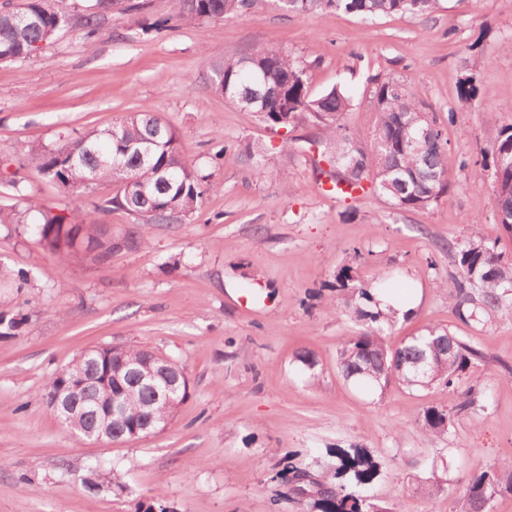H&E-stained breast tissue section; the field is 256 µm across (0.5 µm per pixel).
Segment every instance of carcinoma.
<instances>
[{
  "mask_svg": "<svg viewBox=\"0 0 512 512\" xmlns=\"http://www.w3.org/2000/svg\"><path fill=\"white\" fill-rule=\"evenodd\" d=\"M292 14H323L333 10L376 18L398 14L431 15L438 0H275ZM252 0H175L176 18L183 22L203 23L230 14H244ZM125 0H93L83 16L87 35L97 31L98 19L105 12L121 14ZM28 20L19 21L15 12L0 11V58L14 62L34 54L36 45L52 39L65 23L61 0H24ZM209 80L213 89H223L227 99L241 109L257 114L274 128L293 127L310 120L320 130L315 139L322 160L336 166L333 191L348 197L365 186L385 196L400 211L426 209L446 197L452 188L450 174L464 168L467 160L451 154L443 123L430 112V105L411 82L392 77L377 78L371 94L376 125L372 141L353 134L346 122L353 100L347 90L334 85L320 92L311 90L310 76L295 57L280 48H263L237 59L214 58ZM120 139L112 138L110 127H92L81 136L66 140L54 150L30 148L29 157L45 179L77 193L98 182H111L113 164L122 165L129 182L103 205L88 213L90 223L75 224L70 216L41 212L35 224L43 245L53 254L105 262L112 255V238L100 225V216L121 209L141 224H182L201 206L207 191L202 177L189 165L180 151L179 135L157 115L130 114L123 119ZM166 131L154 141L157 126ZM427 130L425 139L417 135ZM151 147L145 159L139 149ZM241 153L256 163L260 177H287L277 158L255 143L241 145ZM494 197V223L512 232V125L503 128L490 164ZM170 172L168 181L160 179V170ZM448 252L458 266L449 298L455 314L464 324L501 315L512 318V264H505L497 252L496 241L475 225L465 242L449 241ZM349 275L336 276V288L343 293L332 310L345 313L359 323L358 332L345 340L338 352L337 365L345 380L366 388L385 390L394 383L409 391H426L436 385L463 387L461 400L452 409L428 407L418 422L433 437L448 435L454 417L476 414L489 405L485 390L463 386L470 368L484 354L446 328L427 326L404 338L399 345L386 342L387 332L397 322L395 313L377 305L375 295L384 292L385 282L374 276L367 282L348 287ZM440 336L453 340V355L430 360L425 374L415 378L408 364L430 355L429 346ZM148 349L110 344L100 359L77 354L57 370L44 388L43 399L53 407L56 399L69 393L62 385L79 373L87 385L72 396L64 425L80 436L97 427L96 411L112 406V393L96 388L106 365L125 364V381L139 386V394L123 403L112 419V441L122 443L136 426L147 422L164 427L175 414L176 406L167 397V386L177 381L180 392L188 390V377L182 365L174 362L168 371L152 381H141V363ZM335 476L340 483L326 487L312 483L317 512H386L360 489L378 475L379 466L362 448H338ZM504 493L512 494V461H501L467 476L463 490L454 498L450 512H492V502Z\"/></svg>",
  "mask_w": 512,
  "mask_h": 512,
  "instance_id": "1",
  "label": "carcinoma"
}]
</instances>
